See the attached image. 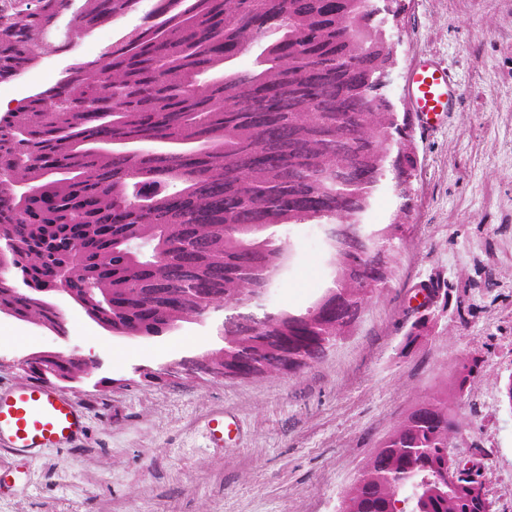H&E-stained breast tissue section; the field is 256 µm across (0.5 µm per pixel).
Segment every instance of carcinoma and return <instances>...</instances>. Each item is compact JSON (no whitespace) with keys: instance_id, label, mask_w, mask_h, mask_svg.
I'll list each match as a JSON object with an SVG mask.
<instances>
[{"instance_id":"cac0c4a2","label":"carcinoma","mask_w":512,"mask_h":512,"mask_svg":"<svg viewBox=\"0 0 512 512\" xmlns=\"http://www.w3.org/2000/svg\"><path fill=\"white\" fill-rule=\"evenodd\" d=\"M141 0H16L0 23V78L34 66L62 16L79 37ZM260 46L248 72L228 67ZM388 62L370 0H157L133 34L21 109L0 117V226L21 245L27 292L0 291L24 320L63 325L34 296L70 267L87 316L125 336H153L230 309L259 285L283 242L270 229L342 223L386 172L414 168L404 151L378 163L391 105L363 90ZM219 76L197 91L202 75ZM55 100V108L47 100ZM165 143L163 150L144 145ZM27 186L25 198L15 184ZM233 226L230 233L224 226ZM366 262L342 267L334 320L279 313L253 332L224 319V359L279 371L273 342L322 353L378 283ZM477 359L452 376L463 391ZM461 427L448 396L415 405L368 460L340 512H481L444 476Z\"/></svg>"}]
</instances>
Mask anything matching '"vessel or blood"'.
<instances>
[{
    "label": "vessel or blood",
    "instance_id": "obj_1",
    "mask_svg": "<svg viewBox=\"0 0 512 512\" xmlns=\"http://www.w3.org/2000/svg\"><path fill=\"white\" fill-rule=\"evenodd\" d=\"M454 77L423 60L409 71L406 87L419 126L434 131L451 105ZM85 418L55 390L32 384L0 386V447L32 458L45 448H70L84 437Z\"/></svg>",
    "mask_w": 512,
    "mask_h": 512
}]
</instances>
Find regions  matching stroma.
Returning <instances> with one entry per match:
<instances>
[{"instance_id":"1","label":"stroma","mask_w":512,"mask_h":512,"mask_svg":"<svg viewBox=\"0 0 512 512\" xmlns=\"http://www.w3.org/2000/svg\"><path fill=\"white\" fill-rule=\"evenodd\" d=\"M387 19L394 48L384 93L398 120H415L405 77L429 59L458 78L447 124L414 128L410 196L387 176L362 222L394 235L387 282L325 354L293 372L227 380L186 371L184 360L224 345V310L145 338L120 337L67 295L56 335L0 313V385L38 383L25 363L55 352L84 364L75 382L49 385L87 414L79 447L30 460L0 447L11 487L0 512H337L368 459L417 403L470 360L464 391H449L463 423L451 451L494 504L512 512V0H398ZM137 10L42 53L0 97L28 100L99 58L138 28ZM289 256L269 310L303 314L334 286L318 222L276 226ZM429 294L424 306L412 297ZM134 358H124V351ZM240 424L209 447L213 413Z\"/></svg>"}]
</instances>
